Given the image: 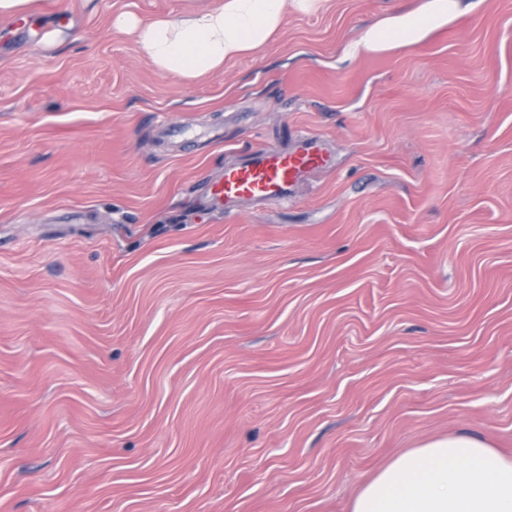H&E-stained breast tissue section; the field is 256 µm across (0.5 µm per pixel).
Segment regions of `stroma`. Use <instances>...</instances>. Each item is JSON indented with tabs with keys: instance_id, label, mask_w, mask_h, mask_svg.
I'll list each match as a JSON object with an SVG mask.
<instances>
[{
	"instance_id": "1",
	"label": "stroma",
	"mask_w": 512,
	"mask_h": 512,
	"mask_svg": "<svg viewBox=\"0 0 512 512\" xmlns=\"http://www.w3.org/2000/svg\"><path fill=\"white\" fill-rule=\"evenodd\" d=\"M214 2L0 22V512H348L424 441L512 456V0L354 55L429 0L291 5L191 82L114 25ZM305 135L288 200L213 203Z\"/></svg>"
}]
</instances>
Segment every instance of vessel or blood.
<instances>
[{"label": "vessel or blood", "mask_w": 512, "mask_h": 512, "mask_svg": "<svg viewBox=\"0 0 512 512\" xmlns=\"http://www.w3.org/2000/svg\"><path fill=\"white\" fill-rule=\"evenodd\" d=\"M325 165L320 139L307 136L292 150H260L248 162L226 167L212 196L222 205L242 199L283 201L297 182Z\"/></svg>", "instance_id": "vessel-or-blood-1"}]
</instances>
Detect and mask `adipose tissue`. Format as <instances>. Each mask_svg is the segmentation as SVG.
Masks as SVG:
<instances>
[{
  "label": "adipose tissue",
  "instance_id": "1",
  "mask_svg": "<svg viewBox=\"0 0 512 512\" xmlns=\"http://www.w3.org/2000/svg\"><path fill=\"white\" fill-rule=\"evenodd\" d=\"M308 9L312 0H221L177 19L141 22L117 17L135 33L152 63L193 80L224 62L268 44L287 3ZM461 14L458 0H431L375 28L350 53L415 42ZM350 512H512V459L477 437L456 433L426 441L394 459L353 497Z\"/></svg>",
  "mask_w": 512,
  "mask_h": 512
}]
</instances>
